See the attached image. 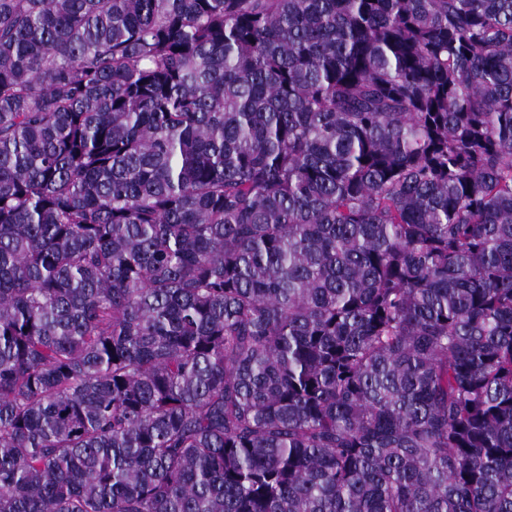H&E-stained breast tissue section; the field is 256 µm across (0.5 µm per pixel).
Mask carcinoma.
Wrapping results in <instances>:
<instances>
[{
    "mask_svg": "<svg viewBox=\"0 0 512 512\" xmlns=\"http://www.w3.org/2000/svg\"><path fill=\"white\" fill-rule=\"evenodd\" d=\"M0 512H512V0H0Z\"/></svg>",
    "mask_w": 512,
    "mask_h": 512,
    "instance_id": "1",
    "label": "carcinoma"
}]
</instances>
